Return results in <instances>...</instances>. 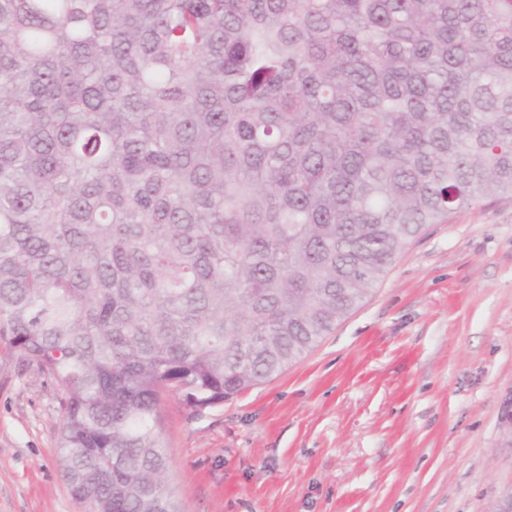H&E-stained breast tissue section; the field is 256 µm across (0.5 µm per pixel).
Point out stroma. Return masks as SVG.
<instances>
[{
  "instance_id": "35a3bbf8",
  "label": "stroma",
  "mask_w": 512,
  "mask_h": 512,
  "mask_svg": "<svg viewBox=\"0 0 512 512\" xmlns=\"http://www.w3.org/2000/svg\"><path fill=\"white\" fill-rule=\"evenodd\" d=\"M62 389L0 341V512H80ZM180 512H493L512 485V199L430 224L273 380L163 405Z\"/></svg>"
}]
</instances>
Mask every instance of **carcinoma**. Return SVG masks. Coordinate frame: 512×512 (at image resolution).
<instances>
[{"mask_svg": "<svg viewBox=\"0 0 512 512\" xmlns=\"http://www.w3.org/2000/svg\"><path fill=\"white\" fill-rule=\"evenodd\" d=\"M512 198V0H0V341L81 512H179L165 394L280 374Z\"/></svg>", "mask_w": 512, "mask_h": 512, "instance_id": "1", "label": "carcinoma"}]
</instances>
